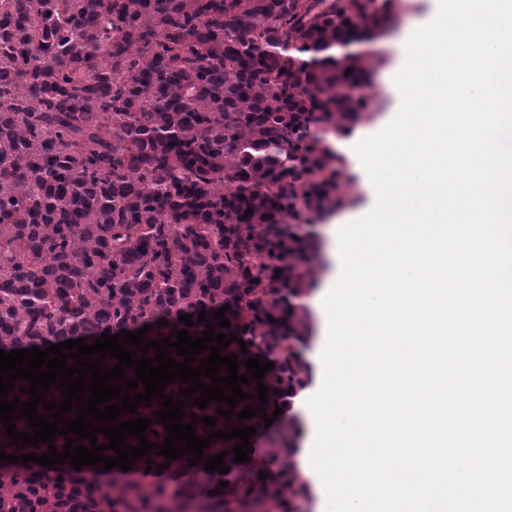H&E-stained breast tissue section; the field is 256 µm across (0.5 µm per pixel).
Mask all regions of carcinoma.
Returning a JSON list of instances; mask_svg holds the SVG:
<instances>
[{"instance_id": "cac0c4a2", "label": "carcinoma", "mask_w": 512, "mask_h": 512, "mask_svg": "<svg viewBox=\"0 0 512 512\" xmlns=\"http://www.w3.org/2000/svg\"><path fill=\"white\" fill-rule=\"evenodd\" d=\"M403 0H0V350L46 347L103 333L145 340L187 329L237 335L221 356L283 358L242 391L254 398L183 407L214 430L260 428L306 385L298 347L308 276L288 224H311L348 195L332 139L362 119L349 89L367 55L328 54L366 37ZM252 212H247V209ZM230 327H218L224 305ZM190 314L193 326L179 322ZM165 319L160 327L156 321ZM266 415L240 420L260 405ZM280 394H274V390ZM231 410V419L217 407ZM156 399L119 421L153 418ZM292 428L265 458L288 457ZM8 455L43 454L6 446ZM220 438L204 449L237 469ZM0 512H104L81 479L0 474ZM131 484L112 512H172L159 486Z\"/></svg>"}]
</instances>
